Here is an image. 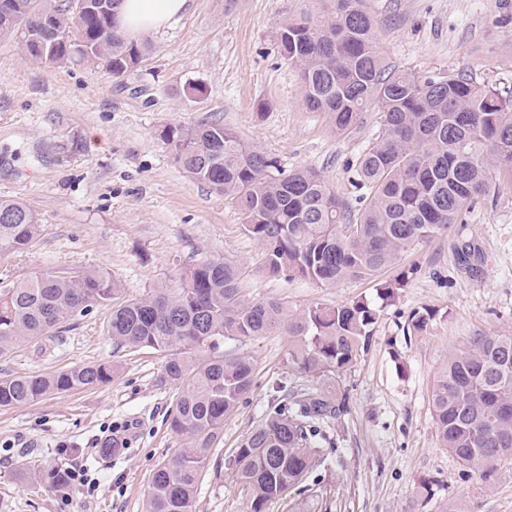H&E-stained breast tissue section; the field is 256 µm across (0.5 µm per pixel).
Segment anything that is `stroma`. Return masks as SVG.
Wrapping results in <instances>:
<instances>
[{"label":"stroma","mask_w":512,"mask_h":512,"mask_svg":"<svg viewBox=\"0 0 512 512\" xmlns=\"http://www.w3.org/2000/svg\"><path fill=\"white\" fill-rule=\"evenodd\" d=\"M386 63L420 76L463 72L512 97V0H368ZM306 0H189L157 33L142 62L123 76L103 64L48 65L18 39L0 40V200L31 206L41 224L31 246L0 260V287L41 270H101L141 297L180 287L207 258L240 264L251 298L299 311L319 302L366 299L379 318L358 360L336 377L346 399L320 445L328 460L311 478L327 493L318 512H512V463L490 481L464 475L438 442L432 391L450 353L478 334H512V179L492 188L449 234L408 252L365 280L321 286L268 275L260 244L246 236L235 202L184 172L162 133L218 121L278 162L281 172H320L361 206L356 160L380 129L363 113L350 134L308 111L296 70L275 27ZM197 85L187 94L188 85ZM470 247V265L458 253ZM402 280L394 301L377 290ZM436 318L414 333L415 310ZM109 312L98 308L62 333L0 360V377L111 361L105 385L0 408V512H144L154 470L182 448L167 414L175 392L156 384L164 354L116 347ZM221 351L255 361L248 398L224 420L206 453L195 512H247L248 494L228 460L261 421L271 383L288 373V339L273 334ZM112 442L116 453L103 450ZM76 466L94 492L62 495L29 482L23 465Z\"/></svg>","instance_id":"stroma-1"}]
</instances>
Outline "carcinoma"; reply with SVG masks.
Segmentation results:
<instances>
[{
    "instance_id": "1",
    "label": "carcinoma",
    "mask_w": 512,
    "mask_h": 512,
    "mask_svg": "<svg viewBox=\"0 0 512 512\" xmlns=\"http://www.w3.org/2000/svg\"><path fill=\"white\" fill-rule=\"evenodd\" d=\"M22 2L52 17L59 31L52 39L35 29L20 35L0 14V36L19 35L35 61L59 64L77 56L121 76L147 51L110 29L101 11L75 18L64 0ZM329 3L278 23L276 37L283 57L298 69L304 105L324 113L336 133L357 126L369 108L379 111L381 129L356 162L360 185L369 189L357 215L314 169L268 175L274 158L222 123L171 126L163 133L183 170L235 201L243 232L261 245L270 275L321 285L398 265L409 250L461 222L489 192L491 171L512 177V99L461 73L421 77L389 67L366 0ZM38 231L26 203L0 201V258L27 249ZM120 293L100 271H44L0 288V358L96 308L108 309L116 346L164 354L158 382L176 389L170 428L185 446L152 474L145 512H194L205 454L223 432L224 418L253 388V359L219 353V344L283 334L289 385L276 384L260 424L229 466L248 491V512H266L294 490L308 497L291 512H316L323 490L311 489L307 479L325 461L317 437L345 406V398L323 386L364 351L379 309L359 299L293 312L276 299H250L238 266L215 258L193 266L180 288L125 300ZM434 318L428 308L417 310L410 327L421 334ZM116 370L104 362L1 377L0 408L94 388ZM432 417L440 445L482 479L512 461L511 334L475 336L448 356L433 390Z\"/></svg>"
}]
</instances>
